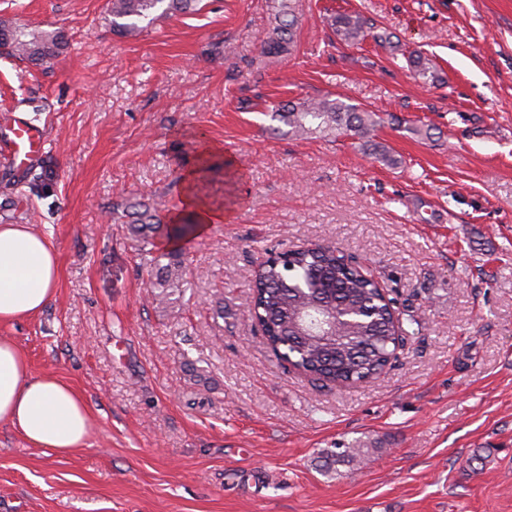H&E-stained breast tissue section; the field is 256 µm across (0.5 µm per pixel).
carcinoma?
Returning <instances> with one entry per match:
<instances>
[{"label":"carcinoma","instance_id":"cac0c4a2","mask_svg":"<svg viewBox=\"0 0 512 512\" xmlns=\"http://www.w3.org/2000/svg\"><path fill=\"white\" fill-rule=\"evenodd\" d=\"M198 0H111L112 29L132 36L157 16L196 10ZM296 23L293 0H274V26L266 38L267 54L291 52ZM337 34L355 44L364 37L366 21L359 15L333 18ZM63 42L59 32L36 35L0 22V47L31 62L51 58ZM273 117L297 136L334 134L359 139L368 137L383 119L339 99H303L284 104ZM135 236H163L179 245L196 237L197 225L190 214L162 221L146 207L137 212ZM157 269L151 287L165 292L189 284L188 271L178 251ZM249 316L260 328L271 350L294 368L333 386L364 383L390 363L403 342L406 329L396 316L394 300L361 267L337 255L330 246H295L279 251L260 265L252 286ZM370 448L336 447L319 456L329 473L337 466H359L371 460Z\"/></svg>","mask_w":512,"mask_h":512}]
</instances>
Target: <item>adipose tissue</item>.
<instances>
[{
    "label": "adipose tissue",
    "mask_w": 512,
    "mask_h": 512,
    "mask_svg": "<svg viewBox=\"0 0 512 512\" xmlns=\"http://www.w3.org/2000/svg\"><path fill=\"white\" fill-rule=\"evenodd\" d=\"M51 238L25 224L0 225V323L43 311L56 291ZM0 421L28 443L67 455L86 443L90 413L82 396L50 374H33L17 345L0 338Z\"/></svg>",
    "instance_id": "ef3b65f1"
}]
</instances>
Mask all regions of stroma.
Here are the masks:
<instances>
[{"mask_svg":"<svg viewBox=\"0 0 512 512\" xmlns=\"http://www.w3.org/2000/svg\"><path fill=\"white\" fill-rule=\"evenodd\" d=\"M272 6L202 0L123 37L109 0H0V21L64 36L43 64L0 51V225L51 236L60 264L0 337L91 417L64 456L0 422V512H512V0H296L284 56L263 51ZM354 13L390 43L342 40L329 18ZM321 97L384 123L366 143L271 117ZM16 116L46 131L22 168ZM206 143L238 202L155 301L169 248L127 206L180 211ZM295 245L334 246L420 320L369 383L313 380L249 319L257 269ZM339 444L379 460L323 475Z\"/></svg>","mask_w":512,"mask_h":512,"instance_id":"stroma-1","label":"stroma"}]
</instances>
